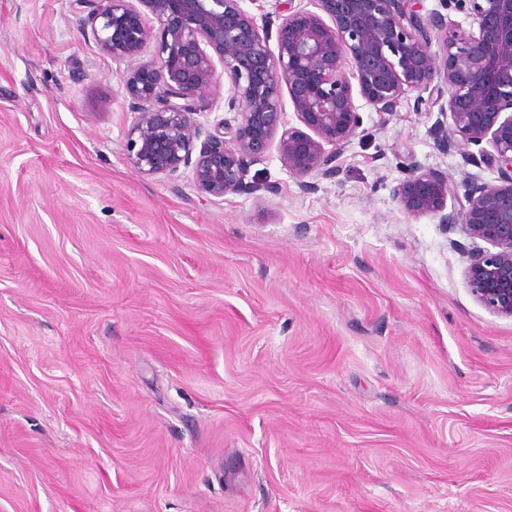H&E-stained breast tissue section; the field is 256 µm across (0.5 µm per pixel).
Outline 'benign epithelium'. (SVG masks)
Instances as JSON below:
<instances>
[{"label":"benign epithelium","instance_id":"obj_1","mask_svg":"<svg viewBox=\"0 0 512 512\" xmlns=\"http://www.w3.org/2000/svg\"><path fill=\"white\" fill-rule=\"evenodd\" d=\"M76 24L119 63L121 93L134 114L127 160L147 177L177 180L185 171L200 195L274 194L247 180L250 166L273 141L302 189L316 173L332 178L337 161L360 134L357 99L392 112L400 98L428 92L446 99L449 128L436 145L464 162L497 171L493 185L458 183L407 159L393 197L410 216L429 215L477 244L467 252L465 279L474 299L512 319V0H456L476 30L446 35L442 56L435 33L445 16L416 9L418 0H288L276 28L241 0H84ZM231 118L203 130L221 80ZM306 130L284 128L282 90ZM459 207L448 208V199Z\"/></svg>","mask_w":512,"mask_h":512}]
</instances>
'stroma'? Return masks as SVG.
<instances>
[{
    "label": "stroma",
    "instance_id": "1",
    "mask_svg": "<svg viewBox=\"0 0 512 512\" xmlns=\"http://www.w3.org/2000/svg\"><path fill=\"white\" fill-rule=\"evenodd\" d=\"M80 0H0V512H512V319L391 194L434 97L362 105L336 177L199 195L128 164Z\"/></svg>",
    "mask_w": 512,
    "mask_h": 512
}]
</instances>
